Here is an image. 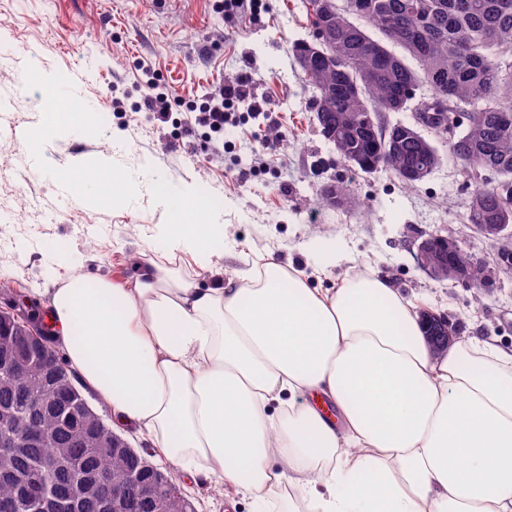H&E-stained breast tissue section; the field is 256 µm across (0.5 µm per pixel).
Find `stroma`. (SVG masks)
<instances>
[{
	"mask_svg": "<svg viewBox=\"0 0 512 512\" xmlns=\"http://www.w3.org/2000/svg\"><path fill=\"white\" fill-rule=\"evenodd\" d=\"M1 29L17 53L14 66H0V84L43 99L80 72L92 121L34 144L39 163L29 168L19 135L33 132L40 113L0 111V206L13 213L0 221V282L22 285L45 306L74 272L124 284L143 253L200 285L270 253L311 271L315 288L335 287L349 268L373 269L446 314L461 335L512 348V278H497L479 306L471 290L431 279L412 257L421 239L442 234L491 260L467 223L469 168L445 161L408 186L392 171L357 172L337 156L290 52L313 34L302 0H252L231 15L218 0H0ZM150 78L173 100L167 121L144 107ZM236 82L247 99L233 106L235 126L217 135L194 123L215 88ZM252 101L263 114L249 111ZM115 173L152 189L196 184L225 227L224 252L206 269L166 253L157 227L172 212L147 195L115 205L96 194ZM340 182L352 186L348 199L324 202L321 189ZM321 242L346 248L348 263H327ZM184 488L197 512H251L223 487Z\"/></svg>",
	"mask_w": 512,
	"mask_h": 512,
	"instance_id": "stroma-1",
	"label": "stroma"
}]
</instances>
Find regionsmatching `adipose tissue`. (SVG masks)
Segmentation results:
<instances>
[{"instance_id":"1","label":"adipose tissue","mask_w":512,"mask_h":512,"mask_svg":"<svg viewBox=\"0 0 512 512\" xmlns=\"http://www.w3.org/2000/svg\"><path fill=\"white\" fill-rule=\"evenodd\" d=\"M220 224L160 225L208 267ZM73 274L47 310L72 371L192 481L255 512H512V349L434 355L419 305L366 270L325 290L273 257L201 288L151 258Z\"/></svg>"}]
</instances>
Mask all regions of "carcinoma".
Here are the masks:
<instances>
[{"instance_id":"1","label":"carcinoma","mask_w":512,"mask_h":512,"mask_svg":"<svg viewBox=\"0 0 512 512\" xmlns=\"http://www.w3.org/2000/svg\"><path fill=\"white\" fill-rule=\"evenodd\" d=\"M328 0H303L312 19L329 22L336 63L312 59L305 81L314 89L319 128L332 127L334 148L351 168L393 171L407 185L406 166L421 170L443 157L493 182L467 203L469 223L512 224V0H357L353 9L326 17ZM427 87L437 97L421 103L433 112H467L445 152L417 138L389 145L400 134L385 112L412 111L408 88ZM466 275L482 302L484 270L462 249L448 261V281ZM84 396L51 335H31L28 320L0 309V432H14L16 446L0 448V512H107L100 486L125 491L131 473L148 486L158 478L135 448H114L112 427L99 413L60 415ZM86 446L71 444L73 431Z\"/></svg>"}]
</instances>
